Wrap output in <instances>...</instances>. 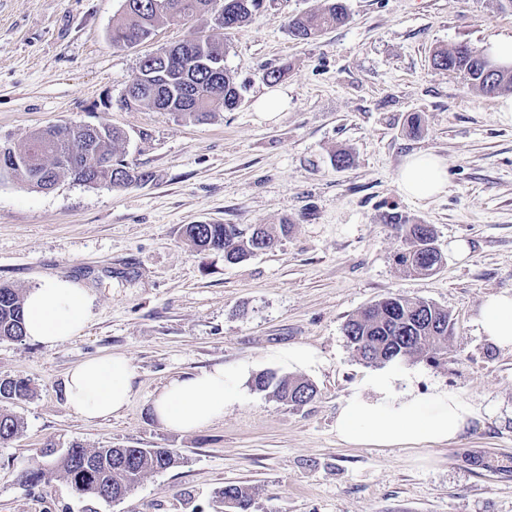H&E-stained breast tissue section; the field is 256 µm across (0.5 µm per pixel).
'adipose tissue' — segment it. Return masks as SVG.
<instances>
[{
  "label": "adipose tissue",
  "mask_w": 512,
  "mask_h": 512,
  "mask_svg": "<svg viewBox=\"0 0 512 512\" xmlns=\"http://www.w3.org/2000/svg\"><path fill=\"white\" fill-rule=\"evenodd\" d=\"M447 185L444 160L430 153L407 157L397 175L400 193L416 201L441 195ZM87 288L64 277H52L24 298L27 339L44 345L73 338L89 318ZM475 323L494 346L512 348V294L486 297ZM249 368L221 364L171 378L154 397L151 413L165 428L197 431L243 400L241 385ZM134 370L120 354L85 360L70 369L64 394L76 415L99 419L121 412L133 392ZM407 374L384 368L369 374L363 390L352 392L336 417V433L348 444L380 448L450 443L466 429L475 409L458 392L439 389L423 395L408 388Z\"/></svg>",
  "instance_id": "ef3b65f1"
}]
</instances>
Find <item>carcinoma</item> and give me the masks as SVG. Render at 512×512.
<instances>
[{
    "label": "carcinoma",
    "instance_id": "1",
    "mask_svg": "<svg viewBox=\"0 0 512 512\" xmlns=\"http://www.w3.org/2000/svg\"><path fill=\"white\" fill-rule=\"evenodd\" d=\"M263 0H123V15L112 25V45L132 47L149 39L157 23L165 20L187 23L201 13L213 14L218 27L239 28ZM346 0H325L318 13L296 16L289 23L294 39L307 41L329 27L348 20ZM224 43L192 35L182 41L177 55L146 56L128 90H139L125 98L128 107L146 106L178 112L198 122L215 112L234 111L242 103L233 75L224 67ZM431 64L438 70L460 73L471 87L486 96L512 91V70L488 72L497 66L484 51L456 47L434 51ZM124 134L106 123L70 124L33 132L22 148L0 145L3 166L0 179H16L33 188L51 190L60 174H68L87 185L126 187L147 180L148 175L130 168L117 157L116 146ZM389 223L404 233L407 248L397 255L404 272L414 275L434 270L438 262L427 253L434 238L426 224H411L393 213ZM276 233L255 228L245 235L237 224H188L185 236L199 250H222L224 261L236 264L256 252L273 248L288 234L290 224ZM451 321L447 311L420 299L401 296L383 299L350 317L344 331L356 354L370 364L386 363L414 354L439 360L448 348ZM25 337L23 300L6 284H0V340ZM258 391L272 390L280 400L303 405L316 394L299 378H279L273 372L256 375ZM30 384L23 378H0V401L29 396ZM21 428L18 419L0 412V441L14 437ZM179 463V455L168 448H82L77 446L54 461L51 477L44 470L25 472L23 483L48 486L62 476L81 498L111 502L128 495L148 473L164 471ZM221 500L237 503V512H251L252 495L245 486L227 483L218 491Z\"/></svg>",
    "mask_w": 512,
    "mask_h": 512
}]
</instances>
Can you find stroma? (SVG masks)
<instances>
[{
	"label": "stroma",
	"mask_w": 512,
	"mask_h": 512,
	"mask_svg": "<svg viewBox=\"0 0 512 512\" xmlns=\"http://www.w3.org/2000/svg\"><path fill=\"white\" fill-rule=\"evenodd\" d=\"M324 0H264L232 32L211 15L159 23L152 38L113 47L122 0H0V143L40 128L108 123L120 153L147 173L126 188L61 176L48 191L0 181V283L19 294L63 276L91 291L89 319L53 346L0 341V377L28 379V397L0 403L19 433L0 442V512H224V483L249 488L253 512H512V477L471 463L512 457V349L478 332L488 295L512 291V112L461 77L434 69V49L487 47L512 35V0H347L350 18L300 43L288 30ZM224 42L242 104L203 124L175 112L127 108L141 59L190 33ZM282 72L288 107L255 111ZM425 131L411 136L408 115ZM348 167L336 168V153ZM447 161L445 194L407 199L396 186L406 157ZM430 225L445 261L414 277L396 262L404 242L387 216ZM291 230L270 251L230 265L198 251L189 224ZM466 242L467 256L454 245ZM421 299L448 311V353L394 361L420 393L449 388L478 408L470 427L436 448L348 445L336 435L344 399L374 365L355 355L347 320L383 298ZM292 349L320 358L293 369ZM125 355L135 372L119 415L85 420L63 382L77 363ZM249 364L316 389L293 406L244 384L241 405L192 433L155 421L150 402L173 376ZM168 448L177 467L146 475L125 499L79 498L64 477L20 485L47 449Z\"/></svg>",
	"instance_id": "stroma-1"
}]
</instances>
